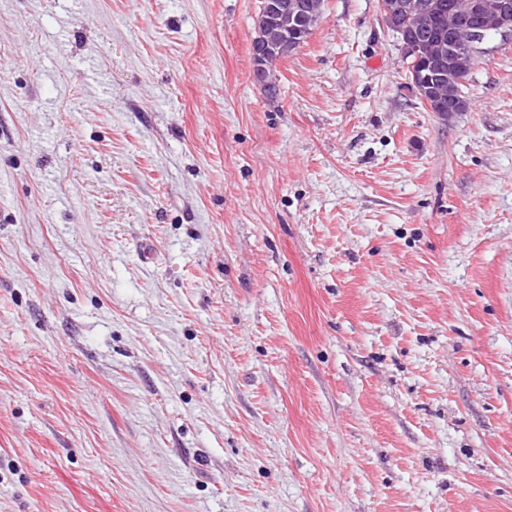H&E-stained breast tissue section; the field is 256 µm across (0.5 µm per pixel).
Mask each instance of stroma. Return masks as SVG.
Returning <instances> with one entry per match:
<instances>
[{
    "mask_svg": "<svg viewBox=\"0 0 512 512\" xmlns=\"http://www.w3.org/2000/svg\"><path fill=\"white\" fill-rule=\"evenodd\" d=\"M258 9L0 0V512H512V43ZM261 0L259 10L263 4ZM302 3H301V2ZM276 0L262 7L254 18L255 35L251 40L252 51V69L251 80L269 97V91L274 85H278V77L276 78L275 70L279 56L276 53L275 46L269 34V15L276 14L282 21L284 27L291 33L292 40L296 46L302 47L312 34L313 23L318 19L317 15L311 17L310 24L312 27L304 28L299 25L302 20V13L305 11L317 10L319 6L318 0ZM303 4V5H302ZM289 23V25H288ZM398 32L399 42L402 48V56L405 54L413 56V61L406 67L407 77L411 87H420L422 85L435 86L439 83L443 64V46L438 44L430 50L425 51L421 46L419 48L415 42L408 41L407 32L402 28H394ZM418 50H421L419 52ZM418 63V66H415ZM452 76H448V61L446 65L445 78L443 84L440 86L437 92L426 91L428 96L435 99V108L440 112H464L467 108V101L465 99L449 100L448 93L454 94L456 87L451 79Z\"/></svg>",
    "mask_w": 512,
    "mask_h": 512,
    "instance_id": "stroma-1",
    "label": "stroma"
}]
</instances>
